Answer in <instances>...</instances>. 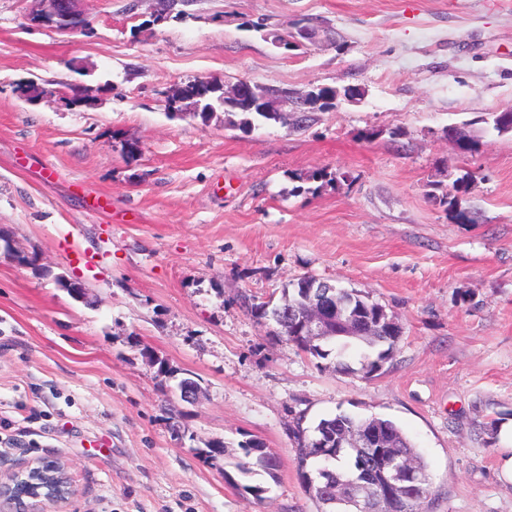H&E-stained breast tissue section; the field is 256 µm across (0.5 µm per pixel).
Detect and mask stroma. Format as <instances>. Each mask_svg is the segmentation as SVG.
Here are the masks:
<instances>
[{
    "label": "stroma",
    "mask_w": 512,
    "mask_h": 512,
    "mask_svg": "<svg viewBox=\"0 0 512 512\" xmlns=\"http://www.w3.org/2000/svg\"><path fill=\"white\" fill-rule=\"evenodd\" d=\"M37 7L0 0V474L62 461L68 512H316L295 424L378 415L433 476L425 512H512V133L486 122L512 108V0H186L160 22L162 0H81L71 35ZM260 18L319 37L277 48ZM30 79L48 96L20 97ZM199 79L337 97L246 132L170 112ZM72 84L82 106L53 95ZM468 170L476 224L435 200ZM308 275L401 323L375 376L248 312ZM254 437L279 462L260 500L200 453Z\"/></svg>",
    "instance_id": "1"
}]
</instances>
